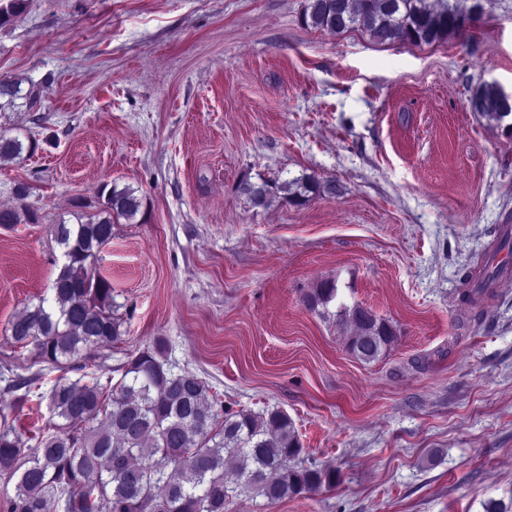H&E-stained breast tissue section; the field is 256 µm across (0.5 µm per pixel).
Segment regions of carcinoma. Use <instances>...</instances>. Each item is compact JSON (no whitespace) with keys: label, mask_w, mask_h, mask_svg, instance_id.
Returning <instances> with one entry per match:
<instances>
[{"label":"carcinoma","mask_w":512,"mask_h":512,"mask_svg":"<svg viewBox=\"0 0 512 512\" xmlns=\"http://www.w3.org/2000/svg\"><path fill=\"white\" fill-rule=\"evenodd\" d=\"M487 2L473 0L463 12L449 4L435 11L425 0H307L302 21L335 33L360 29L379 43L433 44L461 31L474 13L485 14ZM21 85L1 80L0 99L9 106L19 99L35 105L37 93ZM472 100L491 121L512 110V100L494 85ZM37 148L35 140L25 145L0 136V161ZM287 190L289 200L302 205L312 195L335 192L336 185L303 176L288 182ZM243 192L256 206L274 197L266 183H246ZM76 207L84 210L78 223L53 226L65 263L52 303L42 300L10 323L15 343L33 347L38 362L60 370L85 349L122 340L112 285L97 263L112 241L113 224L133 219L141 200L129 188L104 186L95 212H86V203ZM336 296V284L326 281L310 305ZM338 321L353 326L345 347L364 362L378 359L395 339L389 320L358 304L340 307ZM47 399L50 420L36 447H26L12 426L0 424V478L15 482V494L0 503V512H224L232 496L255 493L275 505L335 481L330 471L298 464L302 445L288 415L224 409L206 381L172 371L160 342L128 360L110 389L62 377Z\"/></svg>","instance_id":"obj_1"}]
</instances>
